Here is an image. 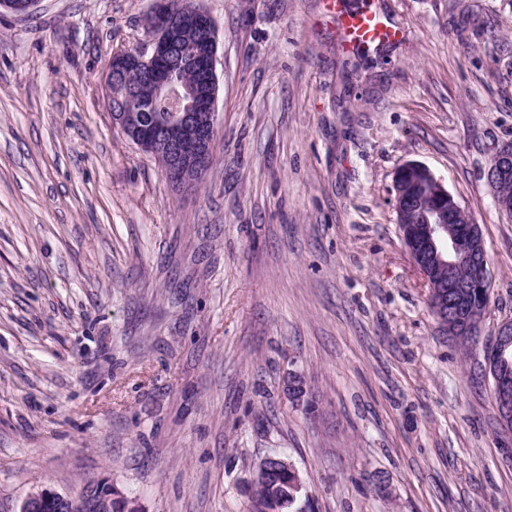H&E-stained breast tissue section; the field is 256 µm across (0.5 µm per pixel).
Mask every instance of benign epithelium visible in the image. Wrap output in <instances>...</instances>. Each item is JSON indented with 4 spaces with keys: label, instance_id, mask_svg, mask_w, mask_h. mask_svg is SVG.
I'll return each instance as SVG.
<instances>
[{
    "label": "benign epithelium",
    "instance_id": "7a95c632",
    "mask_svg": "<svg viewBox=\"0 0 512 512\" xmlns=\"http://www.w3.org/2000/svg\"><path fill=\"white\" fill-rule=\"evenodd\" d=\"M146 26L149 40L144 49L112 57L105 81L107 103L130 97V78L134 76L148 82L157 97H168L182 87L180 104L162 123L144 122L139 108L111 107L112 126L139 150L161 159L169 180L188 185L193 176L208 170L218 129L217 28L196 0H153ZM493 156L485 178L495 192L501 182L512 178V143L495 148ZM393 192L402 240L429 288L436 318L445 326L451 323L475 335L488 305L462 304V289L489 285L480 226L469 225L466 248L457 245L451 224L461 206L422 163L402 164L394 175ZM510 347L512 318L498 324L491 342V361L487 362L492 383L501 391L508 383L493 370V363L505 360ZM286 387L297 401L308 396L304 379L295 372L288 373ZM273 474L289 488L302 490L299 472L283 456L251 470L247 487L253 490ZM119 498L121 494L103 480L91 482L74 496L42 486L25 498L19 512H112V503Z\"/></svg>",
    "mask_w": 512,
    "mask_h": 512
}]
</instances>
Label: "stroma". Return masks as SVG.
Masks as SVG:
<instances>
[{
  "label": "stroma",
  "instance_id": "stroma-1",
  "mask_svg": "<svg viewBox=\"0 0 512 512\" xmlns=\"http://www.w3.org/2000/svg\"><path fill=\"white\" fill-rule=\"evenodd\" d=\"M373 2L402 38L362 57L321 0H200L218 134L192 190L107 105L152 0L0 8V512L92 480L139 512H242L275 454L309 512H512L484 370L512 317V220L484 177L512 141V0ZM408 161L483 234L466 353L400 235ZM271 460L272 463L270 465H263L260 468L251 470L250 476L246 482L247 488H250V494L257 486L268 482L272 474H277L280 478L285 480L288 487L292 490L301 492L303 483L294 464L283 456L280 458H271Z\"/></svg>",
  "mask_w": 512,
  "mask_h": 512
}]
</instances>
